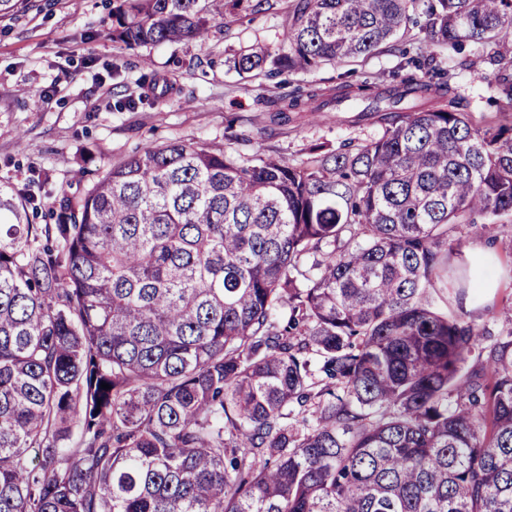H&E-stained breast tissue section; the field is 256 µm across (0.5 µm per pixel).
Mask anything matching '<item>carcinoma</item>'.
<instances>
[{"label": "carcinoma", "instance_id": "obj_1", "mask_svg": "<svg viewBox=\"0 0 512 512\" xmlns=\"http://www.w3.org/2000/svg\"><path fill=\"white\" fill-rule=\"evenodd\" d=\"M415 26L395 84L336 85L389 114L366 144L305 166L149 147L52 224L40 179L0 182V512H512V331L468 319L477 281L455 313L430 293L452 226L512 223V114L474 124L435 64L470 48L512 104V0H294L279 52L232 68L313 71ZM211 28L208 0H119L112 34Z\"/></svg>", "mask_w": 512, "mask_h": 512}]
</instances>
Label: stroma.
<instances>
[{
	"label": "stroma",
	"mask_w": 512,
	"mask_h": 512,
	"mask_svg": "<svg viewBox=\"0 0 512 512\" xmlns=\"http://www.w3.org/2000/svg\"><path fill=\"white\" fill-rule=\"evenodd\" d=\"M272 2L266 13L234 18L225 15L224 0H209L214 27L203 45L126 47L112 38L114 0H35L30 10L0 19V180L21 188L39 175L48 209L60 190L80 196L102 162L117 163L170 141L244 157L277 154L301 165L315 146L330 151L381 136L378 119L361 120L353 112L309 110L292 113L285 123L277 119L291 91L330 93L339 67L255 79L230 69L237 52L280 46L290 0ZM437 61L471 100L473 121L481 122L491 65L478 59L469 69H456L444 50ZM144 73L175 84L169 90L144 85ZM120 98L138 105L116 110ZM454 236L463 252L450 256L448 286L433 293L434 305L445 308L461 273L472 269L481 290L467 298L466 310L478 327L506 335L500 310L512 299V224L486 230L462 224Z\"/></svg>",
	"instance_id": "1"
}]
</instances>
